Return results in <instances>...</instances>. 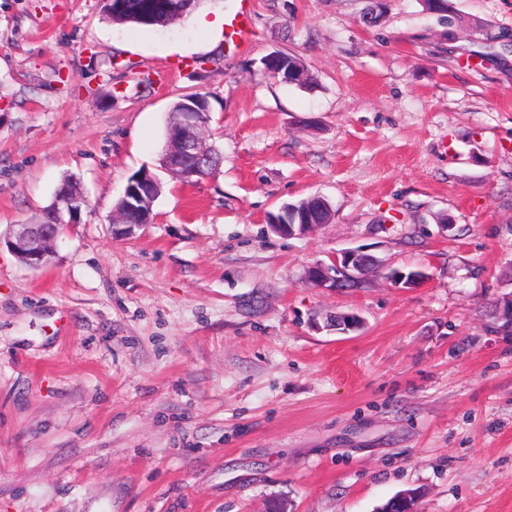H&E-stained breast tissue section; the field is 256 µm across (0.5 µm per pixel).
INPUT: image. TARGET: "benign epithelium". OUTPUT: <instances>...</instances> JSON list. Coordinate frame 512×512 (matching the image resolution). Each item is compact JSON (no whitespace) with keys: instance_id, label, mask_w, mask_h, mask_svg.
<instances>
[{"instance_id":"obj_1","label":"benign epithelium","mask_w":512,"mask_h":512,"mask_svg":"<svg viewBox=\"0 0 512 512\" xmlns=\"http://www.w3.org/2000/svg\"><path fill=\"white\" fill-rule=\"evenodd\" d=\"M211 115L201 110H185L177 122L167 130L162 152L165 170L183 181L194 178H207L217 171L203 140L202 132L209 125ZM161 192V184L131 181L120 195V201L127 208L152 206ZM58 204L50 215L47 224H17L6 239L7 247L25 265L41 268L51 264L56 252V243L62 229L80 223L87 200L82 195H73L68 186L57 188ZM138 228L125 221L122 212L117 210L112 218V231L121 237H130ZM271 231L285 236H303L314 230L313 224L269 225ZM380 267L373 256L360 250H344L330 256L329 261H320L311 266L306 274L309 284L316 288L336 289L343 284L356 285L372 270ZM423 278L420 271L404 273L393 270L387 279L398 288H413Z\"/></svg>"}]
</instances>
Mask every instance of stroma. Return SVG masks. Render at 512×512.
<instances>
[{"instance_id": "35a3bbf8", "label": "stroma", "mask_w": 512, "mask_h": 512, "mask_svg": "<svg viewBox=\"0 0 512 512\" xmlns=\"http://www.w3.org/2000/svg\"><path fill=\"white\" fill-rule=\"evenodd\" d=\"M452 3L487 35L422 0L372 27L363 0H206L249 10L238 46L191 16L0 0V236L65 176L89 203L49 266L0 249V512H377L410 489L420 512H512V0ZM276 52L314 85L264 74ZM195 91L224 162L187 184L160 155ZM142 171L155 216L114 238ZM312 195L330 223L269 230ZM348 249L424 277L307 282ZM450 0H435V1H426L425 4L429 10L439 11V12H448V24H459L462 29L466 31H471L473 33H477L484 30V23L477 19H467L457 14L452 8V5L449 3ZM139 180V179H138ZM138 180L131 181L120 195V201L127 209H132L137 206L147 205L151 209L154 201L161 192V184L153 180L150 184Z\"/></svg>"}]
</instances>
